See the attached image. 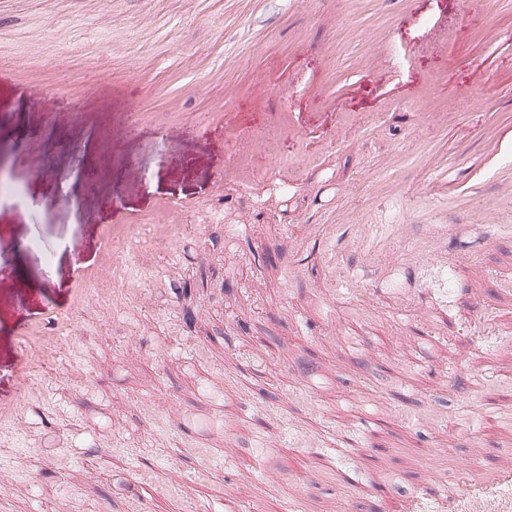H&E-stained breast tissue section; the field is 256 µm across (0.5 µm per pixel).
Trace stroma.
Instances as JSON below:
<instances>
[{"label":"stroma","instance_id":"obj_1","mask_svg":"<svg viewBox=\"0 0 512 512\" xmlns=\"http://www.w3.org/2000/svg\"><path fill=\"white\" fill-rule=\"evenodd\" d=\"M468 2L465 29L456 0H0V169L26 197L0 205V236L18 243L0 252V512H371L363 455L341 437L380 412L373 387L422 414L407 431L389 418L377 467L397 476L396 500L423 481L493 478L512 444L481 437V403L465 419L458 406L482 362L490 401L512 404V239L473 214L495 181L448 212L443 287L395 253L369 266L346 229L332 246L342 280L325 261L324 219L342 209L425 236L436 189L408 157L415 128L460 172L491 113L512 114V0L493 16ZM51 110L83 151L54 154L34 181L14 132ZM228 150L259 192L247 219ZM393 155L400 203L369 188ZM173 203L183 236L130 260L153 287L87 299L34 364L17 327L71 308L104 225ZM351 321L370 335L362 349ZM309 448L336 468L298 488L288 456Z\"/></svg>","mask_w":512,"mask_h":512}]
</instances>
